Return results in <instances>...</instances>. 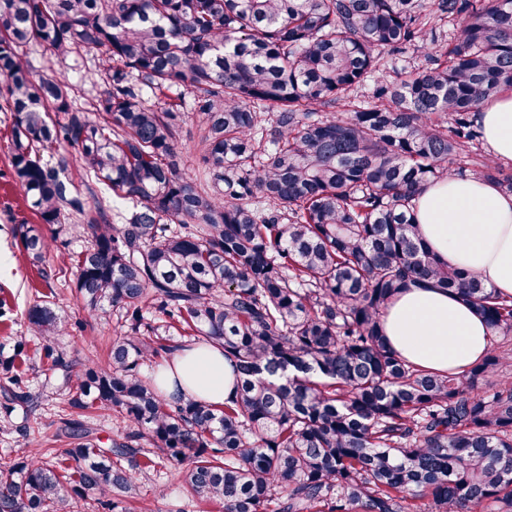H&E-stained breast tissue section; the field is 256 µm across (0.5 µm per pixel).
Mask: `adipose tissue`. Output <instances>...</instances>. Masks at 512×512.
<instances>
[{"label": "adipose tissue", "mask_w": 512, "mask_h": 512, "mask_svg": "<svg viewBox=\"0 0 512 512\" xmlns=\"http://www.w3.org/2000/svg\"><path fill=\"white\" fill-rule=\"evenodd\" d=\"M477 122L489 151L512 160V92L480 107ZM414 217L441 262L469 272L503 297L512 296V194L493 182L456 176L428 183ZM384 334L404 359L423 369L462 371L490 346L485 322L455 294L418 282L388 308ZM164 398L185 393L214 405L236 388V367L216 346L177 350L156 373Z\"/></svg>", "instance_id": "obj_1"}]
</instances>
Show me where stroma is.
I'll return each mask as SVG.
<instances>
[{"label": "stroma", "instance_id": "stroma-1", "mask_svg": "<svg viewBox=\"0 0 512 512\" xmlns=\"http://www.w3.org/2000/svg\"><path fill=\"white\" fill-rule=\"evenodd\" d=\"M98 51H84L59 57L41 46L27 50L34 76L61 75L73 87L75 107L92 109L100 86L95 73ZM12 118L0 111V304L11 311L8 321H0L1 336H24L28 333V312L37 300H45L65 324L56 337L57 343L69 356L80 359L104 360L112 341V327L102 319L87 318L75 293V276L60 278L54 271L67 264L70 256L86 244L82 229H75L68 245L52 249L45 272H38L22 252L15 230L22 223H37L20 184L15 180L10 164L9 145ZM200 127L192 102L183 106V122L178 142L182 150V169L191 176L201 175L203 164L200 150ZM84 321V331H76V321ZM181 465L172 463L159 478L143 479L140 501L152 512H220L217 504H205L183 496L178 488Z\"/></svg>", "mask_w": 512, "mask_h": 512}]
</instances>
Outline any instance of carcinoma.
<instances>
[{
	"label": "carcinoma",
	"instance_id": "1",
	"mask_svg": "<svg viewBox=\"0 0 512 512\" xmlns=\"http://www.w3.org/2000/svg\"><path fill=\"white\" fill-rule=\"evenodd\" d=\"M32 43L104 55L94 115L72 107L65 79L34 78ZM411 46L426 66L356 105L354 87ZM506 89L512 0H0L12 168L55 236L65 216L88 217L76 293L88 316L116 319L103 363L52 341L60 318L46 305L28 313L34 338L0 344V432L26 448L0 465V512H79L89 499L140 512L138 481L171 461L189 462L182 493L222 512H512V348L441 374L401 358L381 326L424 280L455 291L491 336L512 334V300L436 261L413 217L427 183L468 170L476 112ZM185 91L212 195L180 168ZM61 145L126 206L122 223H103L66 159L44 161ZM468 171L512 193L493 160ZM17 235L42 265L44 235ZM178 326L235 360L224 405L170 403L143 374L182 347ZM50 395L73 440L62 454L29 437ZM102 407L127 422L108 448L82 421Z\"/></svg>",
	"mask_w": 512,
	"mask_h": 512
}]
</instances>
